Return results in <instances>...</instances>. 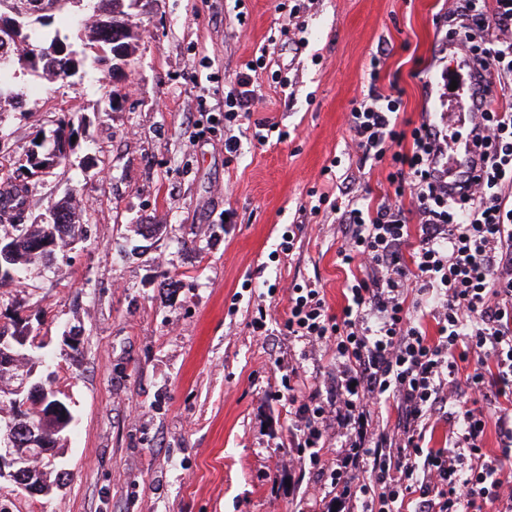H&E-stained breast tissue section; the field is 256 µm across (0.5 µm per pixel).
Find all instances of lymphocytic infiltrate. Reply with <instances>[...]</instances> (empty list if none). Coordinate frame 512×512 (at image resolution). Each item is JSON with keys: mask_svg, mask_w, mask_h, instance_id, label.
Segmentation results:
<instances>
[{"mask_svg": "<svg viewBox=\"0 0 512 512\" xmlns=\"http://www.w3.org/2000/svg\"><path fill=\"white\" fill-rule=\"evenodd\" d=\"M439 25L440 55L452 37L472 60L483 175L449 196L447 129L426 118L402 128L372 57L368 95L350 112L348 153L389 161L390 190L373 205L360 195L333 207L345 230L337 257L357 270L340 314L322 289L296 285L283 320L336 368L323 398L290 372L291 447L334 501H359V512H512V105L488 88L494 75L512 74V0H456ZM261 100L255 75L241 71L224 98L225 122ZM422 307L435 336L415 315ZM390 406L394 421L379 424ZM442 412L448 444L426 447V426ZM334 437L343 445L329 466Z\"/></svg>", "mask_w": 512, "mask_h": 512, "instance_id": "f902f5d3", "label": "lymphocytic infiltrate"}]
</instances>
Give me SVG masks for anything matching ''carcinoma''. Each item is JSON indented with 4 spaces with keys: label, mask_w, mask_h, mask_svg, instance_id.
<instances>
[{
    "label": "carcinoma",
    "mask_w": 512,
    "mask_h": 512,
    "mask_svg": "<svg viewBox=\"0 0 512 512\" xmlns=\"http://www.w3.org/2000/svg\"><path fill=\"white\" fill-rule=\"evenodd\" d=\"M134 3L136 0H0V49L7 48L9 57V62L0 63V100H12L17 105L23 103L22 95L14 90L11 75L12 65L20 62L23 53L17 42L29 43L31 32L50 27L55 15L63 11L82 16V29L89 31L91 42L100 49L94 63L102 64L107 55L128 60L135 38L129 13ZM78 40H83L80 32L72 42L55 35L43 45L35 47L37 66L61 80L84 72L86 56L84 51L75 48ZM29 192V183H19L5 172L0 174V223L11 225L16 237L15 278L0 280L1 289L24 282L29 271L53 260L54 255L50 253L34 252V244L44 236L46 230L54 231L59 251L82 231L78 220L79 202L74 194L55 202L48 209L50 221L25 223ZM38 360L39 354L31 350L13 368L0 366V382L11 384L15 377L25 372L32 373ZM41 412L40 407L31 405L24 422L38 424L54 446L60 440L59 434L63 429L56 421L43 418Z\"/></svg>",
    "instance_id": "carcinoma-1"
}]
</instances>
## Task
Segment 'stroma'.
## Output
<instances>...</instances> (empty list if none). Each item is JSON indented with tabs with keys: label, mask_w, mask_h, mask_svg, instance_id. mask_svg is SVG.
Returning <instances> with one entry per match:
<instances>
[{
	"label": "stroma",
	"mask_w": 512,
	"mask_h": 512,
	"mask_svg": "<svg viewBox=\"0 0 512 512\" xmlns=\"http://www.w3.org/2000/svg\"><path fill=\"white\" fill-rule=\"evenodd\" d=\"M447 0H139L137 38L118 73L57 80L15 71L22 107L0 106V167L22 174L61 115L78 135L67 165L31 179L28 215L66 193L83 238L18 288L0 290V328L15 317L45 343L41 376L71 403L55 453L61 486L43 496L0 483L6 512H306L325 491L293 452L290 367L326 393L334 367L282 329L288 289L322 288L343 304L338 224L305 214L310 190L351 138L370 59L386 48L382 91L420 122ZM263 58V106L224 150V97ZM287 75V87L271 80ZM120 89L111 98V89ZM277 122L267 142L263 119ZM286 139H279V131ZM145 224L159 232L142 234ZM296 233L290 253L280 248ZM266 330L253 333L258 308ZM79 336L72 350L66 334Z\"/></svg>",
	"instance_id": "35a3bbf8"
}]
</instances>
